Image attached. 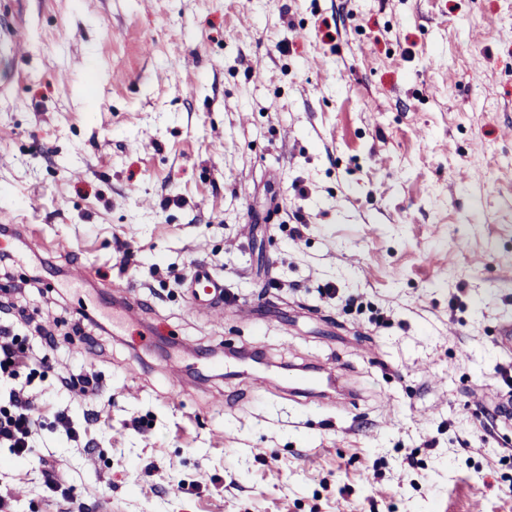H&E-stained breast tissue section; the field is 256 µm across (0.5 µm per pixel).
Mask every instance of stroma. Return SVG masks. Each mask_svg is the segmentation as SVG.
I'll return each instance as SVG.
<instances>
[{"instance_id": "stroma-1", "label": "stroma", "mask_w": 512, "mask_h": 512, "mask_svg": "<svg viewBox=\"0 0 512 512\" xmlns=\"http://www.w3.org/2000/svg\"><path fill=\"white\" fill-rule=\"evenodd\" d=\"M510 125L512 0H0V225L25 228L0 251L11 287L43 265L29 353L57 327L53 368L18 369L14 512H62L46 457L92 512H512ZM198 263L251 316L189 308ZM227 345L262 352L266 390L213 366ZM310 364L355 401L290 396ZM78 370L99 397L61 387ZM79 317L70 323V330L75 336H81L91 346H97V340L91 333L93 330H101L97 320L85 312H80ZM35 406L26 386H12L5 405L0 403V447L11 457L23 461L31 453V437L35 432Z\"/></svg>"}]
</instances>
